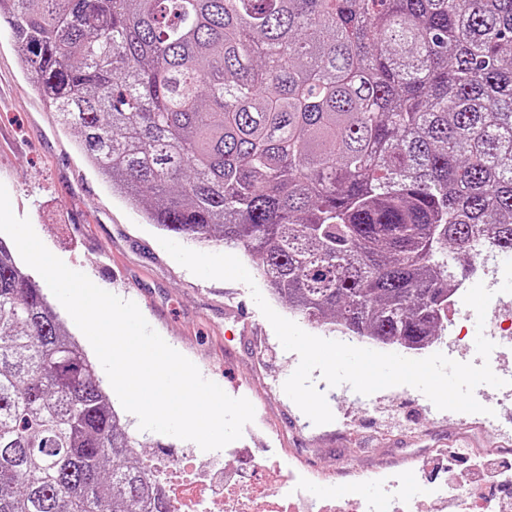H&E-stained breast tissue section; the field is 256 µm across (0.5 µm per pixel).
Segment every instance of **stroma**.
<instances>
[{"label": "stroma", "mask_w": 512, "mask_h": 512, "mask_svg": "<svg viewBox=\"0 0 512 512\" xmlns=\"http://www.w3.org/2000/svg\"><path fill=\"white\" fill-rule=\"evenodd\" d=\"M36 82L19 63L11 31L0 22V183L17 216L29 218L45 246L98 287L133 301L163 339L202 376L255 409L238 448L256 463L273 459L315 476L307 493L346 485L336 463L397 475L416 466L415 449H429L438 476L462 479L469 461L449 466L446 451L462 434L478 448H510L511 434L485 431L477 414L436 409L419 390L394 386L364 396L350 385L329 386L313 374L333 413L316 425L289 401L285 381L297 353L284 350L271 324L239 281L192 274L162 247V233L113 192L84 160Z\"/></svg>", "instance_id": "35a3bbf8"}]
</instances>
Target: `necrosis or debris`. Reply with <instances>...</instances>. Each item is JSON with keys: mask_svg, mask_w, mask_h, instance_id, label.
<instances>
[{"mask_svg": "<svg viewBox=\"0 0 512 512\" xmlns=\"http://www.w3.org/2000/svg\"><path fill=\"white\" fill-rule=\"evenodd\" d=\"M196 461V455L189 453L167 456L162 464L149 468L174 512H297L293 490L312 478L308 472L282 473L280 481L289 490L273 494L270 468L256 465L246 449L228 448L209 486L192 482ZM345 472L350 493L326 495L311 505L310 512H406L407 499L401 493L399 477L351 466ZM489 473L491 483L484 496L466 493L459 500L458 512H498L499 498L512 495V460H494Z\"/></svg>", "mask_w": 512, "mask_h": 512, "instance_id": "obj_1", "label": "necrosis or debris"}]
</instances>
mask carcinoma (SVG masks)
Returning <instances> with one entry per match:
<instances>
[{
	"mask_svg": "<svg viewBox=\"0 0 512 512\" xmlns=\"http://www.w3.org/2000/svg\"><path fill=\"white\" fill-rule=\"evenodd\" d=\"M24 68L146 221L249 256L316 326L419 350L512 251V0H0ZM0 242V512H171ZM501 255L505 261L512 260V252L501 253ZM501 255L493 248L485 247L479 251L477 256V262H479L480 265L486 268L490 273L486 280V286L492 291L497 290L498 288L496 287L500 284L502 285L501 282L504 279Z\"/></svg>",
	"mask_w": 512,
	"mask_h": 512,
	"instance_id": "carcinoma-1",
	"label": "carcinoma"
}]
</instances>
